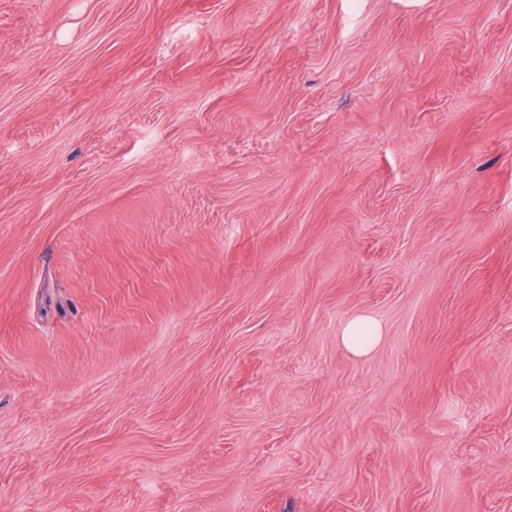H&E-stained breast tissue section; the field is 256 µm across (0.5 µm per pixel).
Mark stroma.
I'll list each match as a JSON object with an SVG mask.
<instances>
[{
	"label": "stroma",
	"instance_id": "obj_1",
	"mask_svg": "<svg viewBox=\"0 0 512 512\" xmlns=\"http://www.w3.org/2000/svg\"><path fill=\"white\" fill-rule=\"evenodd\" d=\"M0 512H512V0H0ZM381 335L382 328L376 319L359 315L344 325L339 342L354 356L362 357L372 352L379 343Z\"/></svg>",
	"mask_w": 512,
	"mask_h": 512
}]
</instances>
